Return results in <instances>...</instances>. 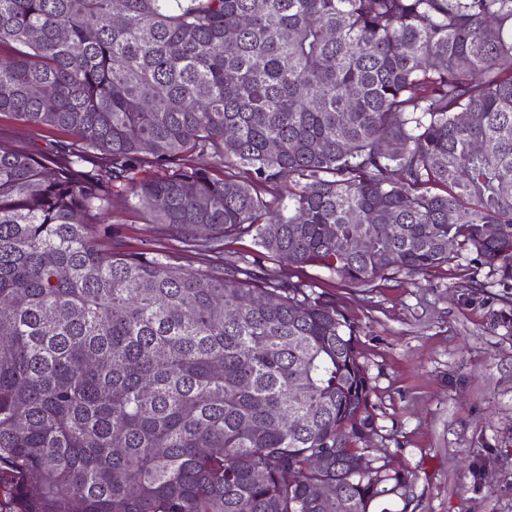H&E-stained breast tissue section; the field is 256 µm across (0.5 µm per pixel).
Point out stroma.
Instances as JSON below:
<instances>
[{
	"mask_svg": "<svg viewBox=\"0 0 512 512\" xmlns=\"http://www.w3.org/2000/svg\"><path fill=\"white\" fill-rule=\"evenodd\" d=\"M0 131L30 151L70 138L9 113ZM110 224L120 249H180L123 199ZM303 277L340 297L356 323L377 424L370 445L412 474L406 495L381 498L373 512H512V288L465 258L371 293L338 287L320 268Z\"/></svg>",
	"mask_w": 512,
	"mask_h": 512,
	"instance_id": "obj_1",
	"label": "stroma"
}]
</instances>
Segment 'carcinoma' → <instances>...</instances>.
<instances>
[{
  "instance_id": "carcinoma-1",
  "label": "carcinoma",
  "mask_w": 512,
  "mask_h": 512,
  "mask_svg": "<svg viewBox=\"0 0 512 512\" xmlns=\"http://www.w3.org/2000/svg\"><path fill=\"white\" fill-rule=\"evenodd\" d=\"M507 59L512 0H0V113L71 135L0 147V512L406 491L370 455L357 325L299 272L371 292L468 255L512 281ZM125 191L185 253L254 249L119 250Z\"/></svg>"
}]
</instances>
